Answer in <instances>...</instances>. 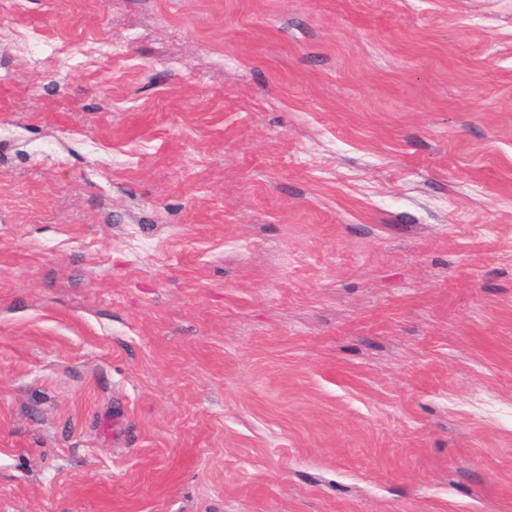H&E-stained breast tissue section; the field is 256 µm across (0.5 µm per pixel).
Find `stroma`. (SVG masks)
<instances>
[{
    "instance_id": "35a3bbf8",
    "label": "stroma",
    "mask_w": 512,
    "mask_h": 512,
    "mask_svg": "<svg viewBox=\"0 0 512 512\" xmlns=\"http://www.w3.org/2000/svg\"><path fill=\"white\" fill-rule=\"evenodd\" d=\"M0 512H512V0H0Z\"/></svg>"
}]
</instances>
